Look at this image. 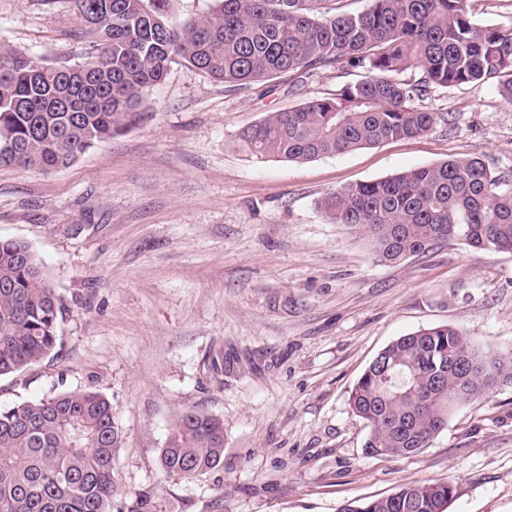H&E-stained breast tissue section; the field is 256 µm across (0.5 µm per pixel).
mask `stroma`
I'll list each match as a JSON object with an SVG mask.
<instances>
[{"mask_svg": "<svg viewBox=\"0 0 512 512\" xmlns=\"http://www.w3.org/2000/svg\"><path fill=\"white\" fill-rule=\"evenodd\" d=\"M69 6L0 0V46L81 62ZM363 69L229 86L178 61L148 120L50 173L0 168V239L28 242L65 308L54 351L0 378V407L93 390L121 444L118 512H337L412 482L449 480L446 512H512V385L457 407L418 453L372 457L349 395L391 341L451 325L512 350V253L450 240L378 261L330 223L337 189L479 154L512 178V103L496 81L435 89L416 107L449 127L312 161L258 162L239 132L335 94ZM187 408L224 420L223 468L173 481L159 465Z\"/></svg>", "mask_w": 512, "mask_h": 512, "instance_id": "35a3bbf8", "label": "stroma"}]
</instances>
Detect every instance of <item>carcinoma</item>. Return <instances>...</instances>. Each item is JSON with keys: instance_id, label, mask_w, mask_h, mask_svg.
I'll use <instances>...</instances> for the list:
<instances>
[{"instance_id": "cac0c4a2", "label": "carcinoma", "mask_w": 512, "mask_h": 512, "mask_svg": "<svg viewBox=\"0 0 512 512\" xmlns=\"http://www.w3.org/2000/svg\"><path fill=\"white\" fill-rule=\"evenodd\" d=\"M172 0H67L92 38L73 66L0 46V167L50 172L144 122L146 91L181 59L215 81L269 80L333 64L367 76L331 97L272 112L239 136L255 160L302 162L425 134L448 116L413 106L435 88L494 79L512 102V29L471 21L467 0H370L330 13L326 0H216L182 26ZM413 66L412 83L396 75ZM335 224L366 233L376 258L397 263L459 239L512 253V185L476 155L344 186L318 202ZM64 307L32 247L0 239V378L55 348ZM512 385V351L453 326L406 334L369 364L349 397L369 428V456L412 455L448 428L458 404ZM120 446L111 401L60 390L0 408V512H112ZM224 462V419L189 408L159 463L172 480ZM450 481L415 483L338 512H446Z\"/></svg>"}]
</instances>
